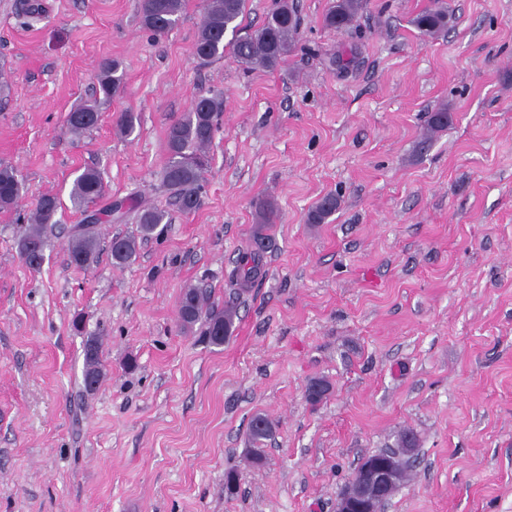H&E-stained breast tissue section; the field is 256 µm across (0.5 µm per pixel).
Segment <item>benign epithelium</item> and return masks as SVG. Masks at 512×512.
<instances>
[{
	"instance_id": "obj_1",
	"label": "benign epithelium",
	"mask_w": 512,
	"mask_h": 512,
	"mask_svg": "<svg viewBox=\"0 0 512 512\" xmlns=\"http://www.w3.org/2000/svg\"><path fill=\"white\" fill-rule=\"evenodd\" d=\"M394 476L388 466L371 455L362 459L340 493L336 512H379Z\"/></svg>"
}]
</instances>
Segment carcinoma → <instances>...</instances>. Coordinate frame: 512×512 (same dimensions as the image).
Returning a JSON list of instances; mask_svg holds the SVG:
<instances>
[{
    "label": "carcinoma",
    "instance_id": "obj_1",
    "mask_svg": "<svg viewBox=\"0 0 512 512\" xmlns=\"http://www.w3.org/2000/svg\"><path fill=\"white\" fill-rule=\"evenodd\" d=\"M245 0H202L198 22V34L193 55L201 65L224 57L226 32L239 29L238 19L244 10ZM185 8V0H140L139 20L141 27L163 35L179 21ZM363 8V0H334L324 17L325 26L341 31L351 27ZM424 36L433 37L448 25V10L441 0H434L431 8L422 12L414 21ZM299 19L294 3L276 0L275 7L267 14L261 26L232 43L236 62L250 70L260 67L273 70L283 63L295 45ZM121 64L116 60H105L99 66L98 98L83 104L65 118L68 131L80 136L96 125L100 105L117 96L124 87ZM224 112V91L213 90L194 99L190 109L174 121L167 130L168 160L161 174L162 186L169 192L179 209L189 213L196 209L202 187L203 173L208 159L206 149L219 129V120ZM21 193V182L14 167L0 163V210L15 207ZM105 194L103 180L98 170L87 168L73 182L70 198L75 207L84 209L100 200ZM338 201L333 195L322 197L310 213V221L322 223L336 211ZM61 202L54 195H43L36 200L26 215L27 227L17 241V249L24 264L32 271L41 268L37 251L47 248L58 220L56 215ZM137 210L139 236L147 237L167 223L168 212L158 206L136 207L134 201L116 200L101 212L86 216L85 224L70 235L68 252L70 262L78 267H88L97 261L101 240L96 225L112 216H123ZM137 236V237H139ZM135 236H115L108 244L112 263L123 266L131 262L138 250ZM265 248L263 237H258L255 248L242 253L230 279L246 282L258 274L260 252ZM211 293L206 288L188 287L180 298V330L190 331L196 325L203 328L208 344L222 346L233 333L237 309L225 306L219 310L210 302ZM94 375L102 379L103 368L97 343H90L84 350L83 377ZM272 435V426L266 416L255 415L250 422V439L255 445L252 453L255 460L261 459L259 446ZM420 439L412 430L400 435L397 447L401 451L379 452L393 463L401 474V481L409 477V460L405 454L419 447Z\"/></svg>",
    "mask_w": 512,
    "mask_h": 512
}]
</instances>
